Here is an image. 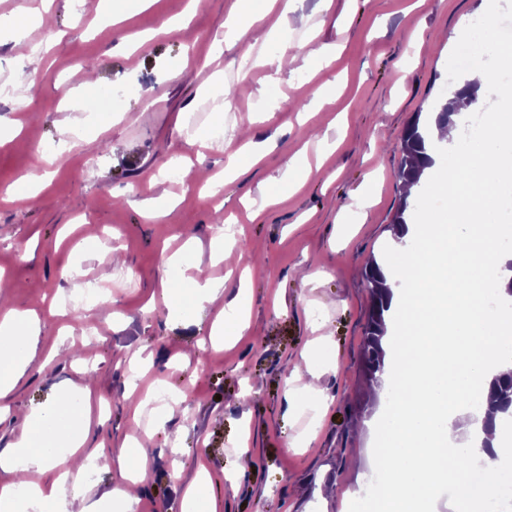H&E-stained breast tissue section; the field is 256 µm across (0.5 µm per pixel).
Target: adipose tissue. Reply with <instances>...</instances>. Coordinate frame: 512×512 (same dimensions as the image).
<instances>
[{
  "instance_id": "adipose-tissue-1",
  "label": "adipose tissue",
  "mask_w": 512,
  "mask_h": 512,
  "mask_svg": "<svg viewBox=\"0 0 512 512\" xmlns=\"http://www.w3.org/2000/svg\"><path fill=\"white\" fill-rule=\"evenodd\" d=\"M265 15L262 0H234L224 21L227 47L249 59L251 25ZM486 147L469 153L461 167L462 182L480 188L493 203L504 177L512 175V114H490ZM496 227L470 221L432 224L424 240L405 237L409 256L403 268L413 286L410 296L393 298L397 318L390 326L395 347L392 364L378 385L393 392L386 403L379 437L383 464L381 512H422L439 486L451 484L452 512H473L488 499L493 483L473 489L455 450L459 433L472 446L484 434V410L471 409V395L486 396L494 376L512 373V358L501 348L512 341V313L497 322L483 321L478 288L486 271L505 265L507 256L495 246ZM35 316L12 311L0 319V395L9 392L33 360L30 344ZM90 431L86 411L64 413L51 406L33 413L21 439L0 453V468L16 464L39 471L56 468L50 489L32 485L30 501L38 512H62L67 487H79L86 465L79 462ZM149 448L125 444L116 463L120 479L105 494L107 512H134L135 488L144 480Z\"/></svg>"
}]
</instances>
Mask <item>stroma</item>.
Masks as SVG:
<instances>
[{
	"instance_id": "obj_1",
	"label": "stroma",
	"mask_w": 512,
	"mask_h": 512,
	"mask_svg": "<svg viewBox=\"0 0 512 512\" xmlns=\"http://www.w3.org/2000/svg\"><path fill=\"white\" fill-rule=\"evenodd\" d=\"M231 2L201 0L193 11L189 0L145 9L127 0L128 18L116 24L102 0H12L27 46L39 50L35 63L0 31V79L21 89L0 101V314L29 311L40 323L33 363L0 398V452L36 410L90 385L85 450L97 462L68 494V512L114 485L115 452L132 433L152 451L135 512H180L202 465L216 512H375L361 496L376 467L381 410L360 356L369 307L362 270L373 258L402 267L390 230L402 133L445 98L468 22L512 0H334L328 11L320 0H295L302 27L285 22L276 0L250 40L265 57L295 54L279 75L243 64L237 50H214ZM306 39L333 49L329 68L312 72L298 56ZM105 91L117 113L88 111ZM199 129L223 135V146H200ZM250 138L263 143L261 160L225 180L229 155ZM50 147L59 152L51 165L40 158ZM294 156L310 176L267 204ZM452 159L440 154L418 198L427 223L454 218L430 203L447 194ZM169 165L180 180L165 177ZM33 172L42 189L31 197L24 186ZM205 172L220 189L204 186ZM228 223L236 245L219 261L211 242ZM91 233L100 244L81 246ZM112 239L133 289L68 308L67 298L109 271ZM182 251L187 268L166 269ZM219 269L242 283L249 326L215 350L197 340L223 317L233 286L198 321L170 315L162 288ZM312 381L320 395L308 390ZM160 383L169 401L158 414H135L131 398ZM244 426L252 469L230 479Z\"/></svg>"
}]
</instances>
